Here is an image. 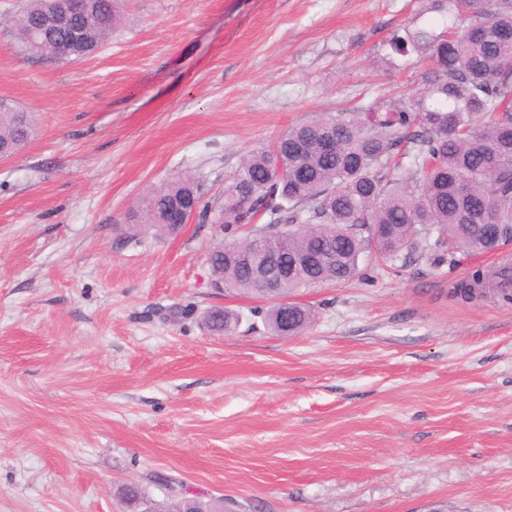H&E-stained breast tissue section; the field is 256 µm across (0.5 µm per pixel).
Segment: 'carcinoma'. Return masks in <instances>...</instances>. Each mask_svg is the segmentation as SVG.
<instances>
[{
	"mask_svg": "<svg viewBox=\"0 0 512 512\" xmlns=\"http://www.w3.org/2000/svg\"><path fill=\"white\" fill-rule=\"evenodd\" d=\"M428 7L387 41L403 62L424 65L410 83L374 105L298 124L273 146L250 152L216 202L225 230L274 225L271 238L288 251L336 253V261L260 288L237 240L214 248L212 273L224 288L273 300L263 317L280 330L288 296L324 282L357 276L362 254L396 260H454L458 251L490 254L512 239V0H426ZM49 0H23L17 16L0 17L19 50L57 60L87 57L120 27V0H86L65 27H42ZM34 117L0 98V151L18 154L35 135ZM179 206L206 214L198 185L178 177L150 190L129 214L131 224L166 233L167 212ZM315 312L292 308L294 334ZM217 335L237 314L210 310ZM139 512L148 494L122 488Z\"/></svg>",
	"mask_w": 512,
	"mask_h": 512,
	"instance_id": "obj_1",
	"label": "carcinoma"
}]
</instances>
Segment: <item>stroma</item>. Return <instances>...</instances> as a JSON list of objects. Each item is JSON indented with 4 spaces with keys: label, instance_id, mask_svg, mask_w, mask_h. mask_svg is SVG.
Returning a JSON list of instances; mask_svg holds the SVG:
<instances>
[{
    "label": "stroma",
    "instance_id": "stroma-1",
    "mask_svg": "<svg viewBox=\"0 0 512 512\" xmlns=\"http://www.w3.org/2000/svg\"><path fill=\"white\" fill-rule=\"evenodd\" d=\"M424 0H121L95 55L0 33V97L37 133L0 161V512H128L135 483L224 512H512V303L453 289L495 254L382 261L293 293L315 319L211 285L218 214L127 232L186 173L222 195L251 151L416 80L386 40ZM240 324L216 335L204 314ZM238 316L234 312L226 309L210 310L204 316L206 327L217 335H223L229 328H233L238 323Z\"/></svg>",
    "mask_w": 512,
    "mask_h": 512
}]
</instances>
